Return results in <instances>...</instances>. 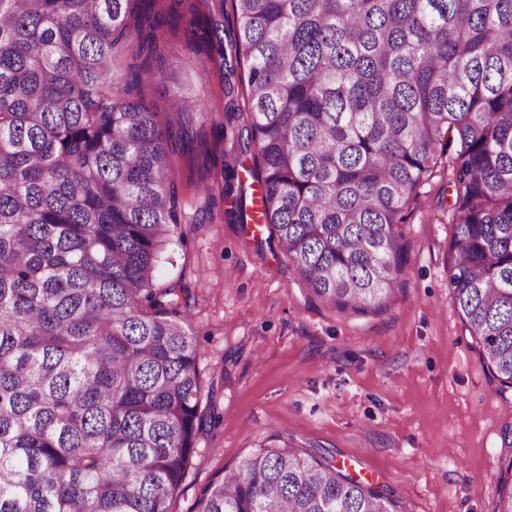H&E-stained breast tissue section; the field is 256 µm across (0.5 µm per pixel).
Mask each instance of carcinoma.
Instances as JSON below:
<instances>
[{
	"instance_id": "carcinoma-1",
	"label": "carcinoma",
	"mask_w": 512,
	"mask_h": 512,
	"mask_svg": "<svg viewBox=\"0 0 512 512\" xmlns=\"http://www.w3.org/2000/svg\"><path fill=\"white\" fill-rule=\"evenodd\" d=\"M159 2L0 0V512H171L212 422L188 288L155 277L204 123L167 35L228 56L223 22ZM230 4L245 105L213 134L246 118L255 223L316 299L379 313L408 263L398 225L449 156L451 299L512 387V0ZM157 78L163 121L141 91ZM500 482L512 512V459ZM197 512L404 510L273 433Z\"/></svg>"
}]
</instances>
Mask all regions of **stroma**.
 <instances>
[{
    "label": "stroma",
    "instance_id": "obj_1",
    "mask_svg": "<svg viewBox=\"0 0 512 512\" xmlns=\"http://www.w3.org/2000/svg\"><path fill=\"white\" fill-rule=\"evenodd\" d=\"M209 123L223 124L218 60L167 41ZM175 176L184 219L157 282L190 290L201 409L215 413L191 457L171 512H195L201 490L280 433L298 449L403 496L407 512H496L498 463L512 428V387L484 366L448 288L454 199L438 164L402 224L408 264L387 311L360 316L316 300L266 235L228 216L220 168L196 152ZM211 199L194 191L200 179ZM210 219L196 223L199 210Z\"/></svg>",
    "mask_w": 512,
    "mask_h": 512
}]
</instances>
